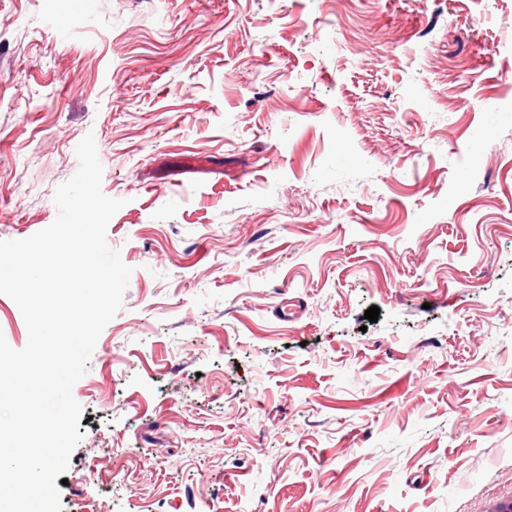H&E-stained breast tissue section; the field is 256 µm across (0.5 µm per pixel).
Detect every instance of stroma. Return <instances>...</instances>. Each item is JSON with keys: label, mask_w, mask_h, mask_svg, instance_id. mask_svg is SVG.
Returning a JSON list of instances; mask_svg holds the SVG:
<instances>
[{"label": "stroma", "mask_w": 512, "mask_h": 512, "mask_svg": "<svg viewBox=\"0 0 512 512\" xmlns=\"http://www.w3.org/2000/svg\"><path fill=\"white\" fill-rule=\"evenodd\" d=\"M491 105L512 110V0H0V240L53 223L89 133L124 202L132 274L72 388L62 512L512 500ZM189 154L209 170L160 177Z\"/></svg>", "instance_id": "35a3bbf8"}]
</instances>
